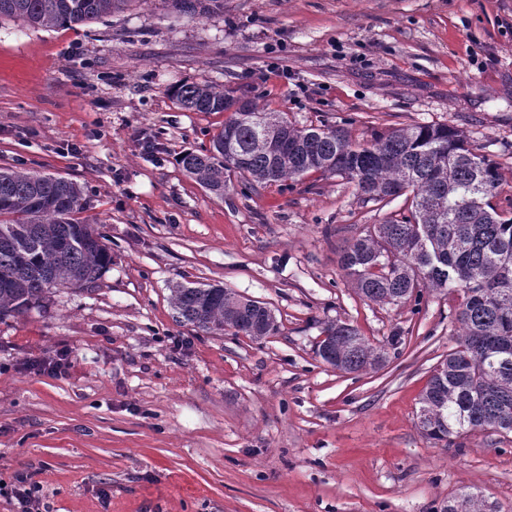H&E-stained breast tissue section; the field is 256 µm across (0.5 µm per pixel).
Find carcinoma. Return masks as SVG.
Here are the masks:
<instances>
[{
    "instance_id": "carcinoma-1",
    "label": "carcinoma",
    "mask_w": 512,
    "mask_h": 512,
    "mask_svg": "<svg viewBox=\"0 0 512 512\" xmlns=\"http://www.w3.org/2000/svg\"><path fill=\"white\" fill-rule=\"evenodd\" d=\"M125 0H0V18L32 28L102 21ZM192 15L224 0H176ZM192 112H226L211 145L180 157L186 174L218 197L234 172L249 189L296 180L307 173L341 176L365 199L384 203L412 193L408 213L373 225L349 243L341 267L360 297L398 305L419 301V289L456 291L457 346L432 374L419 403V427L434 443L464 433H512V217L491 203L502 184L500 166L455 128L414 124L367 144L340 126H298L231 89L185 84L172 92ZM282 119L286 144L262 141L260 124ZM84 188L54 174L0 168V319L48 300L52 289L91 290L112 261L110 248L85 211ZM178 321L206 333L234 331L261 339L277 331L265 307L221 285L180 284L172 289ZM318 355L346 373L374 369L385 352L350 324L328 322ZM443 512H500L477 493L461 491Z\"/></svg>"
}]
</instances>
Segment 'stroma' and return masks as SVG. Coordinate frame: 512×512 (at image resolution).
<instances>
[{"label":"stroma","mask_w":512,"mask_h":512,"mask_svg":"<svg viewBox=\"0 0 512 512\" xmlns=\"http://www.w3.org/2000/svg\"><path fill=\"white\" fill-rule=\"evenodd\" d=\"M188 83L361 143L454 127L499 163L493 203L512 212V0H224L193 16L127 0L88 26L0 18V167L83 186L112 251L95 290L0 319V485L28 470L49 512H440L464 486L512 512V433L444 446L418 427L460 294L375 304L339 264L409 200L381 207L316 172L247 192L233 175L216 197L178 162L225 119L181 109L171 91ZM187 282L262 302L277 332L179 322L171 289ZM333 320L385 363H323ZM59 352L65 374L29 369Z\"/></svg>","instance_id":"1"}]
</instances>
